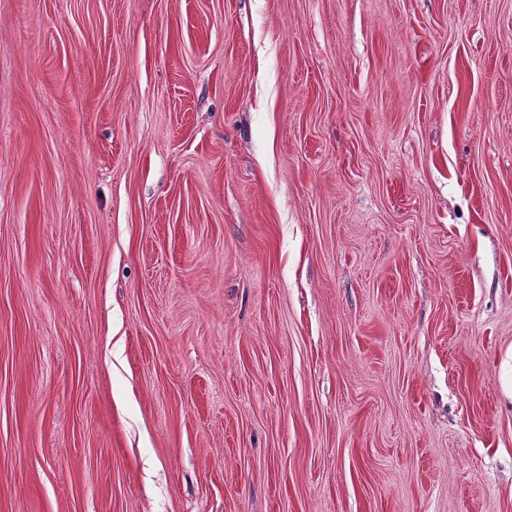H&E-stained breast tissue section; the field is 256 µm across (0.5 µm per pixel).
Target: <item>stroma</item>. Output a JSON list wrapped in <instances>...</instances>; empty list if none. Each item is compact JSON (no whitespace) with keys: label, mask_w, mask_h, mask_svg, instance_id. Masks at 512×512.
<instances>
[{"label":"stroma","mask_w":512,"mask_h":512,"mask_svg":"<svg viewBox=\"0 0 512 512\" xmlns=\"http://www.w3.org/2000/svg\"><path fill=\"white\" fill-rule=\"evenodd\" d=\"M0 512H512V0H0Z\"/></svg>","instance_id":"1"}]
</instances>
